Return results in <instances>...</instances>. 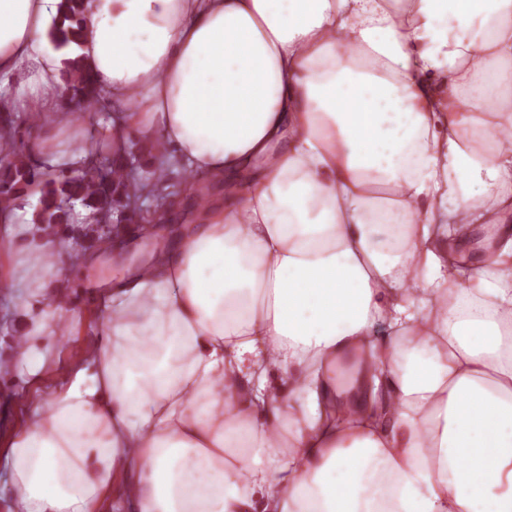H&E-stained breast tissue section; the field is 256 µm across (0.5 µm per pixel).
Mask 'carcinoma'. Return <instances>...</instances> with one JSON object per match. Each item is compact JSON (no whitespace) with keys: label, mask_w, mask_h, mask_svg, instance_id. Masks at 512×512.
I'll list each match as a JSON object with an SVG mask.
<instances>
[{"label":"carcinoma","mask_w":512,"mask_h":512,"mask_svg":"<svg viewBox=\"0 0 512 512\" xmlns=\"http://www.w3.org/2000/svg\"><path fill=\"white\" fill-rule=\"evenodd\" d=\"M84 13V0H60L57 15L49 32L51 41L59 49L76 45L80 41ZM67 79L65 90L94 107L104 101L101 88L84 68L80 57L66 60ZM127 160L96 161L92 167L99 170L97 179L85 180L68 176L64 171L48 169L41 161L33 159L20 149L10 158H0V202L20 198L30 187L42 186L40 208L32 216L37 224H69L72 215L63 210L61 203L69 200L79 204L92 217L88 230L96 224H109L112 215L142 211L141 199L135 183L125 174Z\"/></svg>","instance_id":"1"}]
</instances>
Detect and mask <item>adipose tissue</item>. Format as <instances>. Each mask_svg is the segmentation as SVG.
I'll return each instance as SVG.
<instances>
[{
    "label": "adipose tissue",
    "instance_id": "ef3b65f1",
    "mask_svg": "<svg viewBox=\"0 0 512 512\" xmlns=\"http://www.w3.org/2000/svg\"><path fill=\"white\" fill-rule=\"evenodd\" d=\"M58 2L0 0V112L80 174ZM77 52L114 159L151 146L194 208L30 401L15 512H512V0H87ZM27 318L35 375L61 324Z\"/></svg>",
    "mask_w": 512,
    "mask_h": 512
}]
</instances>
